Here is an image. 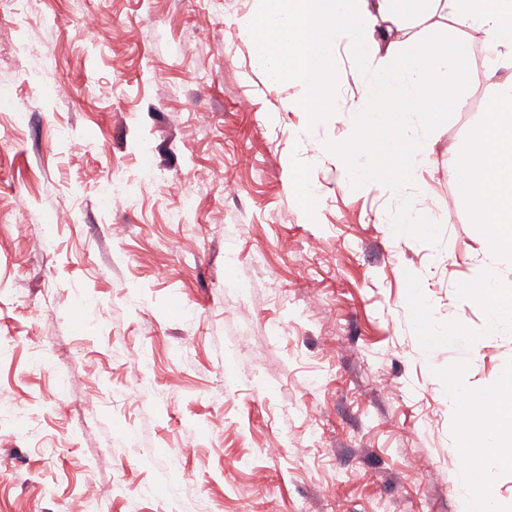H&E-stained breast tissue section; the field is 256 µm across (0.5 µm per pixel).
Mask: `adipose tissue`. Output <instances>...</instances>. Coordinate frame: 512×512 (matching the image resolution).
<instances>
[{"label":"adipose tissue","mask_w":512,"mask_h":512,"mask_svg":"<svg viewBox=\"0 0 512 512\" xmlns=\"http://www.w3.org/2000/svg\"><path fill=\"white\" fill-rule=\"evenodd\" d=\"M439 12L453 29L481 33L485 44L497 48L496 59L465 69L459 60L468 54L466 42L428 43L427 23ZM239 26L270 86L297 85L300 94L290 107L313 117L335 109L332 51L347 41L354 75L369 71L373 80L364 100L352 107L349 141L337 145L336 162L357 177L404 144V179L380 176L374 184L402 196L406 207L411 201L403 191L421 190L415 174L432 150L429 97L441 86L488 85L493 104L470 131L454 173L463 204L492 232L491 251L512 257V0H257ZM479 296L486 306L483 332L496 334L512 321V282L487 268ZM491 399L495 422L484 430L478 466L457 481L464 500L479 512H493L488 489L494 473L512 466L511 373L499 379Z\"/></svg>","instance_id":"ef3b65f1"}]
</instances>
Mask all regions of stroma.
I'll list each match as a JSON object with an SVG mask.
<instances>
[{
    "instance_id": "1",
    "label": "stroma",
    "mask_w": 512,
    "mask_h": 512,
    "mask_svg": "<svg viewBox=\"0 0 512 512\" xmlns=\"http://www.w3.org/2000/svg\"><path fill=\"white\" fill-rule=\"evenodd\" d=\"M256 6L37 0L18 29L25 0H0V512H129L130 490L140 512H465L462 420L512 371V330L481 334L487 227L453 176L491 93H438L422 178L452 220L423 232L418 204L396 235L401 199L333 154L368 85L351 48L310 120L237 25ZM116 178L134 203L110 210ZM289 187L291 195L298 199L299 205L305 214L311 215L315 210V189L308 180L303 170H294L290 179Z\"/></svg>"
}]
</instances>
